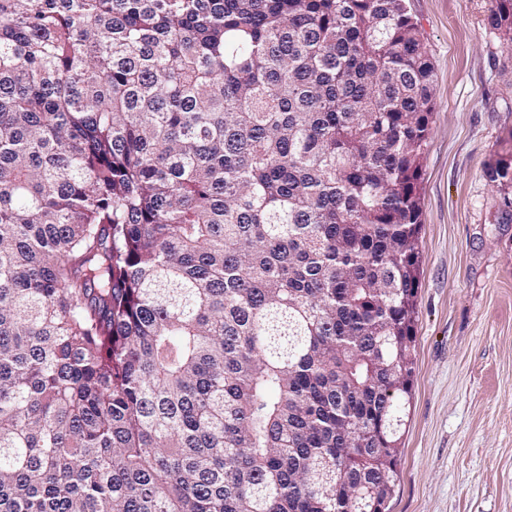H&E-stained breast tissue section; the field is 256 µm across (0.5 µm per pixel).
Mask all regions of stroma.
<instances>
[{"label": "stroma", "mask_w": 512, "mask_h": 512, "mask_svg": "<svg viewBox=\"0 0 512 512\" xmlns=\"http://www.w3.org/2000/svg\"><path fill=\"white\" fill-rule=\"evenodd\" d=\"M433 65L409 416L389 512H512V52L490 0H406Z\"/></svg>", "instance_id": "1"}]
</instances>
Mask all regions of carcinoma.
I'll return each mask as SVG.
<instances>
[{
  "mask_svg": "<svg viewBox=\"0 0 512 512\" xmlns=\"http://www.w3.org/2000/svg\"><path fill=\"white\" fill-rule=\"evenodd\" d=\"M432 90L405 0H0V512H385Z\"/></svg>",
  "mask_w": 512,
  "mask_h": 512,
  "instance_id": "carcinoma-1",
  "label": "carcinoma"
}]
</instances>
